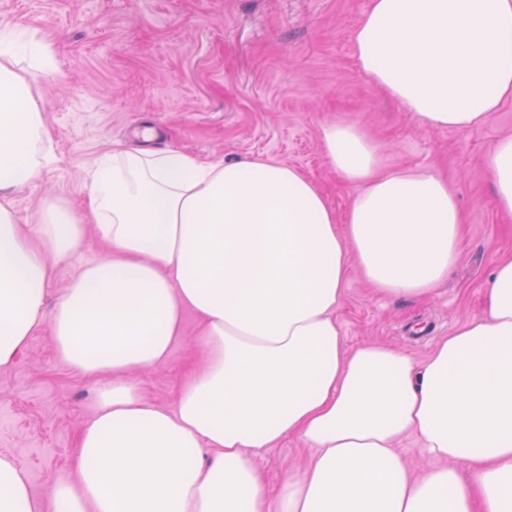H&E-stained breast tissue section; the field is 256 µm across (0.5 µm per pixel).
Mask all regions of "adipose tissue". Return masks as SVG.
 <instances>
[{"instance_id": "adipose-tissue-1", "label": "adipose tissue", "mask_w": 512, "mask_h": 512, "mask_svg": "<svg viewBox=\"0 0 512 512\" xmlns=\"http://www.w3.org/2000/svg\"><path fill=\"white\" fill-rule=\"evenodd\" d=\"M354 52L420 126L467 129L512 99V0H371ZM25 57L51 65L37 42L0 43V368L45 327L57 358L103 385L43 494L0 455V512H512V258L494 259L483 313L424 363L347 347L336 318L354 265L380 292L434 293L460 256L447 182L385 170L359 127L331 121L320 142L358 190L342 215L279 162L116 148L89 175L107 253L48 313L56 264L88 226L61 205L25 227L13 212L10 193L50 161ZM485 163L512 214V135ZM190 312L203 361L174 405L152 402L133 375L167 361ZM407 434L438 467L410 474ZM285 437L313 454L271 490L251 457Z\"/></svg>"}]
</instances>
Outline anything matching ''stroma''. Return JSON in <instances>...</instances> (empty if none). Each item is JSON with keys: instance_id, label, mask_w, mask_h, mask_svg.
Returning <instances> with one entry per match:
<instances>
[{"instance_id": "obj_1", "label": "stroma", "mask_w": 512, "mask_h": 512, "mask_svg": "<svg viewBox=\"0 0 512 512\" xmlns=\"http://www.w3.org/2000/svg\"><path fill=\"white\" fill-rule=\"evenodd\" d=\"M370 0H0V29L37 31L50 71H29L52 159L15 190L19 223L46 202L89 215V171L115 147L178 149L202 161L264 157L316 182L337 210L355 189L338 178L318 136L327 120L359 126L387 167L443 176L464 215L462 255L434 296L376 293L350 271L337 313L347 346L384 344L423 361L482 312L497 255L512 256V214L499 206L485 156L512 134V100L480 125H417L360 70L353 31ZM199 322L166 363L138 374L145 394L172 405L194 356ZM97 383L58 361L46 331L0 369V454L21 465L34 493L66 475L76 437L94 414ZM309 453L284 438L253 458L270 485Z\"/></svg>"}]
</instances>
